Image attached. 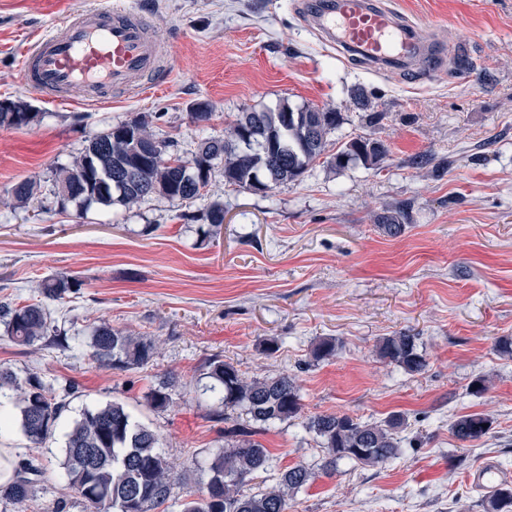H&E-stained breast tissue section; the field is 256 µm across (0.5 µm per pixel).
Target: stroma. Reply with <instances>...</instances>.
I'll use <instances>...</instances> for the list:
<instances>
[{"mask_svg": "<svg viewBox=\"0 0 512 512\" xmlns=\"http://www.w3.org/2000/svg\"><path fill=\"white\" fill-rule=\"evenodd\" d=\"M114 0H0V100L30 105L38 119L0 126V303L36 299L42 278L63 273L77 293L51 310L69 336L105 321L155 341L145 367H99L82 349H31L0 333V367L38 373L55 393L76 385L69 417L117 400L161 437L175 464L204 461L224 444V421L210 412L205 361L219 355L250 378H294L305 415L349 414L380 422L401 414L397 458L377 467L340 462L318 473L323 456L301 421L259 427L269 451L253 493L286 467L316 469L296 512H483L485 487L471 474L491 467L512 486V0H387L415 27L472 62L437 75L378 71L341 54L303 26L304 0H123L147 14L169 51V76L143 94L98 105L55 103L27 87L20 63L36 37L63 19ZM211 106L195 123L192 104ZM310 105L342 114L335 137L383 141L379 166L325 164L266 193L229 187L215 169L192 202L152 197L133 206L60 208L53 172L79 156L88 139L140 116L156 115L158 137H172L191 159L199 140L220 136L238 113ZM383 113L378 124L370 112ZM445 160L438 172L413 157ZM25 179L41 190L16 207L11 189ZM224 205L219 235L200 232L212 202ZM404 206L400 235L375 214ZM417 336L428 368L410 375L380 360L379 338ZM279 350L262 353L263 339ZM323 338L334 358L314 361ZM490 379L482 394L470 384ZM177 379L173 404L155 410L143 395ZM491 415L477 441L451 432L459 416ZM62 436L42 447L16 423L0 428V448L36 459L43 491L27 512L64 497L82 512L62 469Z\"/></svg>", "mask_w": 512, "mask_h": 512, "instance_id": "obj_1", "label": "stroma"}]
</instances>
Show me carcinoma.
Listing matches in <instances>:
<instances>
[{"mask_svg": "<svg viewBox=\"0 0 512 512\" xmlns=\"http://www.w3.org/2000/svg\"><path fill=\"white\" fill-rule=\"evenodd\" d=\"M342 123L339 112L313 106L294 108L281 102L274 109L241 112L224 128V136L210 137L197 144L192 159L183 160L174 151L175 142L161 139L144 117L121 123L100 132L73 163L56 171L55 190H70L68 202L88 207H110L116 203L132 206L152 196L190 201L201 196L209 180L202 179V158L224 163V181L240 189L267 192L299 180L327 153L328 137ZM388 153L377 139L357 136L342 143L329 163L343 169L352 162L375 166ZM92 168L94 181L75 186L76 178ZM37 182L23 180L12 188L16 205L23 206L38 193ZM398 208L376 217L385 233L396 236L403 230ZM211 229L224 224V204L213 203L204 215ZM78 284L71 277L56 274L41 280L39 295L51 301H64L76 293ZM0 324L7 337L19 346L66 347V332L53 324L42 302L14 306L0 304ZM90 358L103 368L130 370L148 364L156 353L155 342L130 330L116 329L102 321L89 336ZM379 358L420 374L427 361L416 344V337L396 334L381 338L376 346ZM332 338L319 341L313 359L333 357ZM205 390L218 394L212 407L217 417L240 409L255 423L288 421L302 417L299 388L290 376L248 379L219 356L205 362ZM174 383L162 381L144 395L153 409L172 403ZM75 386L56 395L35 373L25 378L9 369H0V397L13 400L17 422L27 440L42 445L56 430L68 411L66 396ZM404 418L394 415L384 421H362L347 414H318L306 418V428L320 439L325 455L319 470L336 471L343 459L361 465L377 466L399 453L397 430ZM492 419L470 414L451 424L462 441L481 439L491 431ZM256 431L246 428L224 430V447L213 452L204 467L175 468L162 449L159 434L136 420L119 401L99 402L82 410L67 427L60 458L68 485L77 494L83 512H156L173 497L177 485L198 481L206 475L198 495L181 503V512H288L291 500L315 477L304 464L281 471L275 485L244 494L240 485L249 476L267 472L268 449L254 439ZM43 468L28 459L18 463L15 475L0 486V499L24 509L36 496ZM484 512H512V487L502 485L482 501Z\"/></svg>", "mask_w": 512, "mask_h": 512, "instance_id": "1", "label": "carcinoma"}]
</instances>
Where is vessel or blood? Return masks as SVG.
<instances>
[{
	"mask_svg": "<svg viewBox=\"0 0 512 512\" xmlns=\"http://www.w3.org/2000/svg\"><path fill=\"white\" fill-rule=\"evenodd\" d=\"M305 23L340 53L357 52L377 68L401 63L408 69L445 68V45L418 41L410 25L382 0H311ZM168 52L156 41L147 18L124 8H92L42 33L26 52L21 78L47 99L99 102L112 92L138 93L145 78L165 79Z\"/></svg>",
	"mask_w": 512,
	"mask_h": 512,
	"instance_id": "b4317fda",
	"label": "vessel or blood"
}]
</instances>
